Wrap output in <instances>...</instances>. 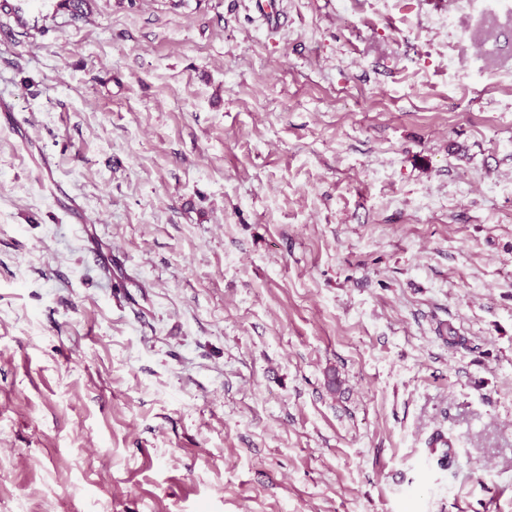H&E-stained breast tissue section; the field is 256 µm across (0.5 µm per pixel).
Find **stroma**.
I'll return each instance as SVG.
<instances>
[{
	"mask_svg": "<svg viewBox=\"0 0 512 512\" xmlns=\"http://www.w3.org/2000/svg\"><path fill=\"white\" fill-rule=\"evenodd\" d=\"M274 8L0 5V512H512V13ZM452 445L448 443L446 434L432 436L427 443L425 463L431 469L445 470L448 468V457L453 456Z\"/></svg>",
	"mask_w": 512,
	"mask_h": 512,
	"instance_id": "35a3bbf8",
	"label": "stroma"
}]
</instances>
